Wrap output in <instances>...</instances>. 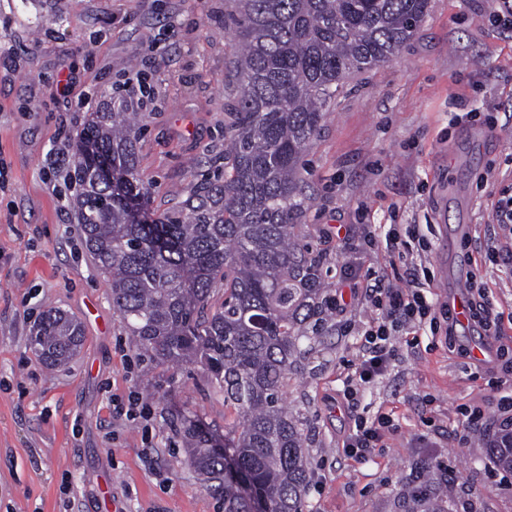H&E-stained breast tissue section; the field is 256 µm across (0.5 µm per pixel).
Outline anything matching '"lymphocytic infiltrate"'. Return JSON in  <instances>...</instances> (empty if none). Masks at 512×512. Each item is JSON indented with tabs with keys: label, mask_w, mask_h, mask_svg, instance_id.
Returning a JSON list of instances; mask_svg holds the SVG:
<instances>
[{
	"label": "lymphocytic infiltrate",
	"mask_w": 512,
	"mask_h": 512,
	"mask_svg": "<svg viewBox=\"0 0 512 512\" xmlns=\"http://www.w3.org/2000/svg\"><path fill=\"white\" fill-rule=\"evenodd\" d=\"M347 277L361 288L362 299L373 312L372 318L356 330L361 343L353 363L354 372L342 393L343 399L351 402L390 370L396 360V338L400 332L419 331L437 316H450L451 311L438 304L430 282L421 281L415 274L403 287L368 272L360 273L355 266L349 267ZM389 422V417L382 415L373 422L356 424L342 442L344 454L359 460L369 458Z\"/></svg>",
	"instance_id": "1"
}]
</instances>
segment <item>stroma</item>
I'll list each match as a JSON object with an SVG mask.
<instances>
[{"label": "stroma", "instance_id": "1", "mask_svg": "<svg viewBox=\"0 0 512 512\" xmlns=\"http://www.w3.org/2000/svg\"><path fill=\"white\" fill-rule=\"evenodd\" d=\"M238 0H0V512H225L184 445V421L224 443V396L196 362L162 365L140 350L112 309L109 283L87 252L74 185L43 176L50 155L73 149L87 120L69 123L73 95L99 90L127 104V72L155 92L138 114L137 216L177 207L209 167L224 165V127L239 48L224 26ZM489 0H430L394 60L356 75L304 153L309 199L298 221L323 257L327 297L353 262L403 285L428 268L439 301L480 273L497 326L446 337L441 324L400 342L391 370L354 409L337 404L358 336L336 316L285 394L310 434V512H410L409 490L458 512H512L485 447L512 393V274L491 260L494 203L512 196V28ZM345 225L348 239L333 236ZM417 225L428 256L378 248L355 256L366 231ZM473 234H464V227ZM49 308L77 317L84 341L50 370L31 338ZM484 348V359L473 351ZM152 390L149 422L114 401ZM389 414L381 448L346 457L355 418Z\"/></svg>", "mask_w": 512, "mask_h": 512}]
</instances>
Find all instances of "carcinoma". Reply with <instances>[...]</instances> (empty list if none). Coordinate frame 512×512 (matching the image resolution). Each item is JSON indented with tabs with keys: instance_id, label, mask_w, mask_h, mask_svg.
<instances>
[{
	"instance_id": "obj_1",
	"label": "carcinoma",
	"mask_w": 512,
	"mask_h": 512,
	"mask_svg": "<svg viewBox=\"0 0 512 512\" xmlns=\"http://www.w3.org/2000/svg\"><path fill=\"white\" fill-rule=\"evenodd\" d=\"M428 8L429 0H239L228 27L244 53L224 171L159 220L133 213L146 188L131 113L92 112L76 134L73 206L113 310L158 362L202 364L235 412L226 454L183 428L193 463L224 490L228 512H253L243 483L263 494L265 512H307L306 434L282 396L314 349L301 348L311 340L308 321L328 310L322 256L294 223L306 205L303 153L352 75L396 57ZM103 163L121 189L100 177ZM83 339L78 319L51 308L34 345L43 364L58 367ZM486 452L512 472V427Z\"/></svg>"
}]
</instances>
